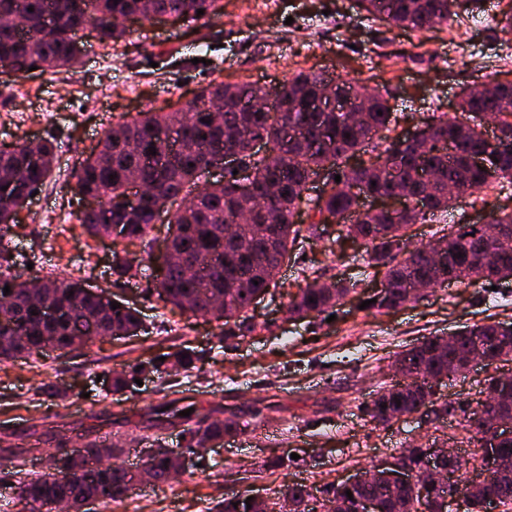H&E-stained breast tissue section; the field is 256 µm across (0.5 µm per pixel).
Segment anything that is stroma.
Here are the masks:
<instances>
[{
	"instance_id": "obj_1",
	"label": "stroma",
	"mask_w": 512,
	"mask_h": 512,
	"mask_svg": "<svg viewBox=\"0 0 512 512\" xmlns=\"http://www.w3.org/2000/svg\"><path fill=\"white\" fill-rule=\"evenodd\" d=\"M223 3V16L209 25H133L126 44L115 49L83 38L78 74L37 69L23 81L0 79V116H27L23 124L0 123V145L47 136L57 142L52 178L19 217L22 244L34 255L31 276L84 279L120 295L141 311L147 327L137 337L0 364V448L16 447L37 427L43 441L20 461L42 473L60 437L94 428L126 448L120 462L132 467L142 434L171 448L183 445L180 428L143 431L158 405L192 404L219 420L233 413L239 423L237 435L205 451L201 463H189L170 483L138 486L117 505L95 502L89 512H211L226 496L249 490L277 498L295 482L319 494L403 449L447 441L461 432L464 406L495 368L473 366L435 384L437 404L456 402L451 416L421 412L379 425L366 406L376 390L397 382V353L465 325L512 321V282L494 291L447 284L396 310L361 309L360 298L385 270L367 266L364 241L346 242L338 254L329 235L304 240L303 260L285 265L278 288L252 308L257 328L247 336L222 335L216 322L165 308L147 294L141 276L114 284L113 243L83 232L68 180L121 116L181 108L211 82L248 83L272 94L296 73L327 71L386 87L398 106L391 126L398 132L415 128L436 108L458 115L461 87L512 81V63L498 62L499 53L512 51V29L499 24L501 0H483V16L466 25L427 30L365 18L356 0ZM312 270L324 281L356 286L334 321L288 316L289 294ZM183 347L197 357L193 369L147 370L139 385L111 392L113 376Z\"/></svg>"
}]
</instances>
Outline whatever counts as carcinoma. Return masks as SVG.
<instances>
[{
	"label": "carcinoma",
	"instance_id": "obj_1",
	"mask_svg": "<svg viewBox=\"0 0 512 512\" xmlns=\"http://www.w3.org/2000/svg\"><path fill=\"white\" fill-rule=\"evenodd\" d=\"M357 2L366 17L413 30L446 23L461 9L474 18L482 8V0ZM199 9L204 14L197 15ZM2 15L18 18L21 28L0 23V67L27 71L37 66L75 73L81 63V32L88 30L99 44L114 48L131 35L122 24L124 19L152 23L176 16L193 23L223 16L224 5L222 0H0ZM493 87L490 96L463 88L459 109L470 120L482 112L500 115L494 141H488L482 124L464 130L461 120L434 110L417 128L414 141L402 146L382 135L394 111L389 92L339 75H295L279 86L273 106L265 112L247 107L250 99L263 94L261 89L211 83L200 88L184 110L142 111L104 131L97 149L70 173L74 195L82 203L77 221L94 238L109 237L114 228H120L121 239L113 240L121 247L112 255L114 282L131 277L137 268L150 280V292L164 304L222 323L226 336H245L255 330L248 314L252 300L278 286L279 270L303 243L297 217L304 204L332 222L354 217L346 225V237L368 245V266L387 268L388 290L376 297L371 309L390 311L405 305L408 286L418 281L498 284L512 279V240L487 236L484 225L451 224L441 229L440 236L414 248L408 247L406 238L411 225L448 215L457 200L487 186L512 196V81H498ZM327 88L361 114L360 120H352L341 107L320 106ZM215 102L223 108L220 122L209 112ZM257 140L270 144L281 164L255 157ZM151 147L156 154H150ZM226 150L236 152L252 170L254 190L266 201V209L253 212L246 223L239 222L243 205L235 174H224L219 186L206 180L210 161ZM56 152L51 136L35 149L0 146V235H11L19 210L52 175ZM360 153L369 158L349 164ZM326 166L341 177V188L332 187L314 200L305 198L308 183ZM426 169L433 178L423 182L418 172ZM140 183L148 185L151 193L129 199V189ZM3 186L7 190H1ZM355 187L371 197H388L401 189L410 207L397 220L387 210L362 205L352 192ZM161 213L167 217L168 246L183 263L196 268V275L185 276L180 265L167 267L156 278L150 274L158 266L150 234ZM133 242L139 251L129 250ZM28 262L21 247L0 251V298L3 288L10 287L9 304H0V362L37 355L48 346L65 350L81 330L92 341L135 336L143 330L137 310L123 303L116 309L103 305L100 297L86 290L82 279L23 277L19 268ZM351 291L341 280L326 288L321 276H309L291 295L288 315L328 318L335 313L336 296L345 297ZM215 298L222 299L221 306L212 305ZM468 342L478 343L491 365L512 361V324H473L452 336L427 337L399 354L406 383L376 393L367 408L371 421L384 424L398 414L423 409L437 416L453 413L451 401L435 408L429 381L460 373L450 356L454 345ZM153 414L158 421L178 419L186 425L185 449L190 452L238 431L234 414L222 422L211 421L197 409L188 417L172 408L162 412L156 407ZM150 447L153 481L166 483L172 449L159 443ZM123 452L95 438L72 455L54 454L50 466L67 477L48 480L39 473L18 471L14 473L18 499L28 505V512H51V505L60 501L69 505L70 512H86L91 502L121 500L133 489L132 472L120 465L99 469L95 463ZM496 453L507 469L493 472L485 482V499L512 505V438L499 444ZM325 493L323 512H350L352 500L362 497L377 500L381 512H420L421 507L412 489L393 494L382 478L351 488V499L346 489L333 485ZM247 497L244 491L226 498L215 510L258 512L254 506L247 507Z\"/></svg>",
	"mask_w": 512,
	"mask_h": 512
}]
</instances>
